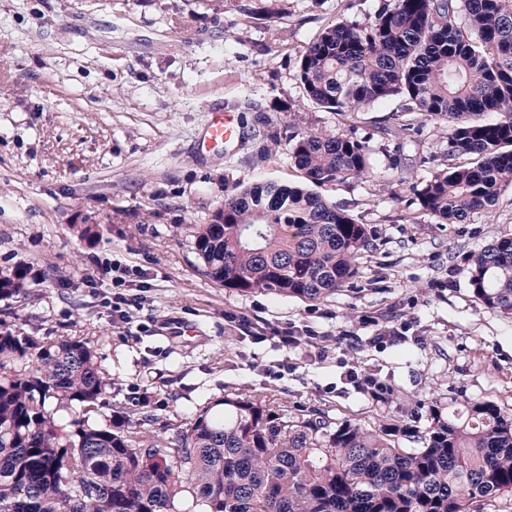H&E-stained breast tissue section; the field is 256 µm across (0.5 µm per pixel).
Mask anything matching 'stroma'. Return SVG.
I'll return each instance as SVG.
<instances>
[{"label":"stroma","mask_w":512,"mask_h":512,"mask_svg":"<svg viewBox=\"0 0 512 512\" xmlns=\"http://www.w3.org/2000/svg\"><path fill=\"white\" fill-rule=\"evenodd\" d=\"M385 2L0 0V269L26 265L30 282L0 298V328L90 340L109 379L102 416L142 409L154 431L227 393L368 428L432 399L484 397L512 413V319L476 300L465 273L471 253L512 233V188L492 212L438 223L410 184L447 167L446 123L397 129L396 98L327 112L295 78L322 28L366 25ZM218 109L237 116L240 137L208 148L202 128ZM299 127L372 150L375 176L319 189L372 231L353 284L309 301L211 281L191 225L225 190L300 182L289 156ZM115 259L140 277L113 288ZM282 323L310 331L327 358L256 341ZM168 324L196 334L172 339ZM384 326L398 338L375 340ZM349 362L382 397L342 380Z\"/></svg>","instance_id":"1"}]
</instances>
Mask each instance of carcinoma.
Instances as JSON below:
<instances>
[{
  "instance_id": "obj_1",
  "label": "carcinoma",
  "mask_w": 512,
  "mask_h": 512,
  "mask_svg": "<svg viewBox=\"0 0 512 512\" xmlns=\"http://www.w3.org/2000/svg\"><path fill=\"white\" fill-rule=\"evenodd\" d=\"M296 79L329 112L399 98L407 114L450 121L448 167L411 184L441 224L493 210L512 185V0H388L365 26H325ZM485 112L500 118L476 120ZM289 144L305 182L224 194L194 247L226 288L324 299L352 283L373 243L310 186L371 175V150L306 130ZM466 273L478 301L512 318V234L474 252ZM27 287L24 265L0 270L1 297ZM105 388L88 340L0 332V512H476L512 493V414L491 400L432 402L424 428L366 429L226 394L165 425V438L144 431L148 415L99 421Z\"/></svg>"
}]
</instances>
